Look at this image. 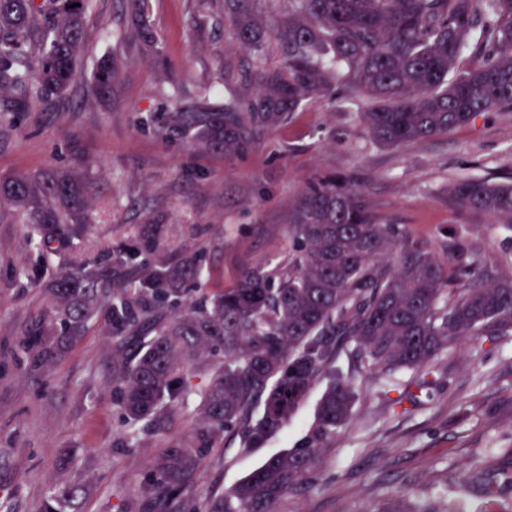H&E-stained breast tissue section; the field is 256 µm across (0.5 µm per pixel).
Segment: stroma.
Segmentation results:
<instances>
[{"label":"stroma","instance_id":"1","mask_svg":"<svg viewBox=\"0 0 512 512\" xmlns=\"http://www.w3.org/2000/svg\"><path fill=\"white\" fill-rule=\"evenodd\" d=\"M213 0H151L152 20L183 97L213 87L242 95L251 63L212 23ZM121 0H93L81 58L82 80L65 98L12 114L0 127V177L84 162L108 214L90 229L93 247L159 245L205 254L204 283L232 287L250 268H273L293 246L291 203L317 174H353L370 208L406 225L413 241L443 251L457 229L480 255L512 249V231L488 215L448 200L466 178L512 179V110L484 112L469 125L399 147L371 143L353 95L336 105L310 103L242 158L204 152L156 131L172 106L164 75L138 42L115 41ZM119 55L111 100L89 87L97 65ZM25 225L0 206V512H40L50 485L76 483L74 512H148L138 486L162 448L189 435L200 392L175 407L165 434L141 423L129 440L112 399L114 345L95 326L55 363L34 371L22 341L47 301L26 285L35 258ZM408 372L391 381L356 372L357 400L312 482L289 493L281 512H388L434 494L467 512H501L512 502V336L464 342L442 358L425 387ZM322 392L314 387L298 416L265 447L242 450L226 434L200 459L187 491L199 502L234 486L270 455L295 447L313 420ZM501 486L483 496L478 472Z\"/></svg>","mask_w":512,"mask_h":512}]
</instances>
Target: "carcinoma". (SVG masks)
<instances>
[{"mask_svg": "<svg viewBox=\"0 0 512 512\" xmlns=\"http://www.w3.org/2000/svg\"><path fill=\"white\" fill-rule=\"evenodd\" d=\"M90 0H0V93L16 92L9 112L62 97L82 75ZM224 0L232 43L261 56L281 49L272 69L255 65L250 97L220 98L202 88L164 113L159 131L193 148L242 156L305 103L334 105L349 92L370 101L360 113L370 140L396 147L446 134L482 112L512 109V0ZM125 32L160 57L149 0H126ZM478 60L459 70L471 40ZM120 63H103L92 88L112 97ZM95 185L79 168L0 179V204L12 208L37 242L48 306L27 340L50 370L104 317L112 336V392L130 432L150 422L165 430L191 378L214 367L192 432L163 449L141 488L150 512H279L309 480L350 417L356 393L343 358L376 375L434 368L469 339L512 336V252L476 263L454 242L456 267L413 242L404 225L380 220L351 175L311 179L289 213L294 248L267 271L250 269L203 302L202 255L183 249L87 256L76 245L106 201L91 207ZM449 196L512 228V183L456 182ZM326 383L299 446L267 459L202 511L184 493L198 457L226 429L242 447H263L298 414L316 383ZM82 487L49 490L42 512H66Z\"/></svg>", "mask_w": 512, "mask_h": 512, "instance_id": "carcinoma-1", "label": "carcinoma"}]
</instances>
